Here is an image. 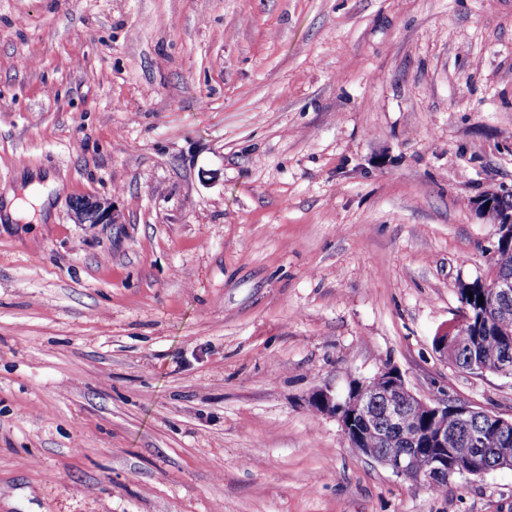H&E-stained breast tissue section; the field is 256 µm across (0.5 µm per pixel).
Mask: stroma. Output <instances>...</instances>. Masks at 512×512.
<instances>
[{"label":"stroma","mask_w":512,"mask_h":512,"mask_svg":"<svg viewBox=\"0 0 512 512\" xmlns=\"http://www.w3.org/2000/svg\"><path fill=\"white\" fill-rule=\"evenodd\" d=\"M501 190L512 0H0V512H512L310 406L394 366L512 416L434 349ZM72 217L78 224L112 223V204L107 201L82 197L70 202Z\"/></svg>","instance_id":"1"}]
</instances>
